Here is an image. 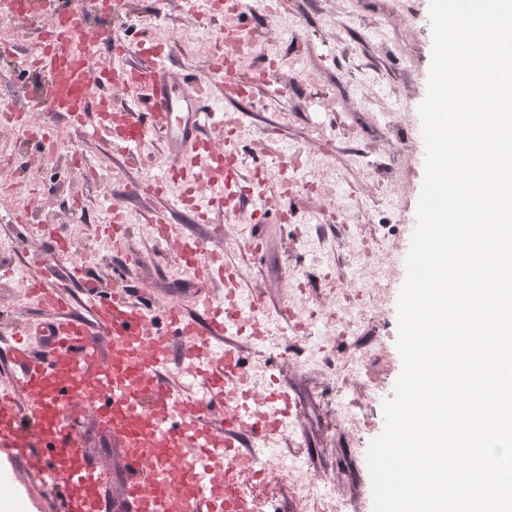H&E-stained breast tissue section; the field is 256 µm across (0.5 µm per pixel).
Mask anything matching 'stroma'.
I'll return each instance as SVG.
<instances>
[{
	"label": "stroma",
	"instance_id": "35a3bbf8",
	"mask_svg": "<svg viewBox=\"0 0 512 512\" xmlns=\"http://www.w3.org/2000/svg\"><path fill=\"white\" fill-rule=\"evenodd\" d=\"M120 2L115 36L170 45L172 78L190 70L212 81L216 108L233 130L232 141L218 135L213 141L239 159L241 212L229 224L224 209L215 208L202 224L166 197L126 194V185L163 173L158 139L135 153L119 143L107 148L61 118L54 126L69 132L67 148L83 162L44 153L38 131L46 113L30 104L42 78L28 60L58 17L48 6L20 25L0 13V97L15 104L26 131L0 136L6 166L0 174V268L10 270L0 278V381L10 375L4 352L14 332L27 330L36 351H43L42 329L53 318L29 297V279L42 275L63 285L72 312L86 317L82 285L67 277L72 259L59 254L55 242L76 249L106 240L113 208L126 216L125 255L107 247L82 262L99 298L134 286L132 298L149 308L153 331L166 334V304L179 302L191 314L200 290L223 294L222 282L194 280L181 255L166 251L150 222L164 214L171 237L208 239L244 294L261 295L271 308L288 304L295 322L318 317L320 336L313 341L288 325L263 343L247 329L228 342L251 374L253 390L286 380L300 406L275 445L285 457L302 458L309 477L334 487L333 501L311 502L310 512H373L367 453L384 429L383 403L403 370L397 321L406 277L390 271L389 259L410 248L425 176L417 132L432 60L430 0L253 2L238 24L259 32L265 51L239 62L238 78L248 87L237 96L225 95L213 78L221 29L213 15L189 14L182 0ZM89 166L96 179L87 177ZM286 176L295 185L283 194L277 187ZM256 195L269 209L258 255L246 246L244 223ZM337 200L342 209L334 208ZM359 230L376 239L373 257L354 250ZM359 267L365 278L349 287ZM79 432L83 447L100 458L112 494H119L121 449L92 415L83 416ZM0 466L32 496L34 512H62L61 489H46L20 460Z\"/></svg>",
	"mask_w": 512,
	"mask_h": 512
}]
</instances>
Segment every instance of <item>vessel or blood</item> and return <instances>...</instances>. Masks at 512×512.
<instances>
[{
  "mask_svg": "<svg viewBox=\"0 0 512 512\" xmlns=\"http://www.w3.org/2000/svg\"><path fill=\"white\" fill-rule=\"evenodd\" d=\"M48 2L70 20L49 33L35 59L49 75L41 97L53 115L81 122L92 87L110 73L103 52L150 53L154 65L123 74L143 111H121L116 120H101L93 133L119 137L130 148L163 136L164 174L135 184L134 192L172 197L198 221H207L238 180L236 165L225 164L209 135L217 126L209 83L186 76L173 84L162 48L113 38L110 16H103L96 40L87 41L81 13L69 10L68 0ZM209 173L212 193L203 201L196 178ZM176 247L196 277L223 278L225 292L220 299L199 294L200 311L193 317L180 305H169L168 335L151 331L148 311L122 296L103 301L89 293L88 318L74 320L60 286L40 278L29 284L37 302L58 316L49 326L53 354H34L21 339L10 349L13 372L8 387L0 389V455L25 460L43 484H62L64 512H224L225 484L241 481L255 467L252 451L242 450V443H267L288 430L286 387L267 392L266 410H251L244 400L250 374L224 341L235 326L260 335L266 316L261 301L238 299L222 257L205 240H180ZM176 355L188 365V379L179 384L170 376ZM196 381L203 393L193 392ZM219 404L231 426L215 431L206 414ZM88 411L124 450L123 488L113 498L102 465L75 430L77 418Z\"/></svg>",
  "mask_w": 512,
  "mask_h": 512,
  "instance_id": "vessel-or-blood-1",
  "label": "vessel or blood"
}]
</instances>
